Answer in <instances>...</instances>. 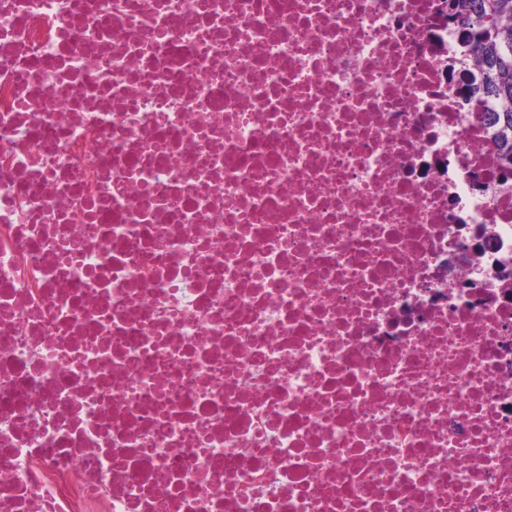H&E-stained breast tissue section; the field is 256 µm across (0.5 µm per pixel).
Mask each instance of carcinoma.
Returning <instances> with one entry per match:
<instances>
[{
	"label": "carcinoma",
	"mask_w": 512,
	"mask_h": 512,
	"mask_svg": "<svg viewBox=\"0 0 512 512\" xmlns=\"http://www.w3.org/2000/svg\"><path fill=\"white\" fill-rule=\"evenodd\" d=\"M448 19L460 32L461 54L479 61L465 84L468 100L493 124L497 160L512 170V0H453Z\"/></svg>",
	"instance_id": "cac0c4a2"
}]
</instances>
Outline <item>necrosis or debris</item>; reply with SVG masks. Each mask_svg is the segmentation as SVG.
<instances>
[{
	"mask_svg": "<svg viewBox=\"0 0 512 512\" xmlns=\"http://www.w3.org/2000/svg\"><path fill=\"white\" fill-rule=\"evenodd\" d=\"M448 0H0V512H512V184Z\"/></svg>",
	"mask_w": 512,
	"mask_h": 512,
	"instance_id": "obj_1",
	"label": "necrosis or debris"
}]
</instances>
